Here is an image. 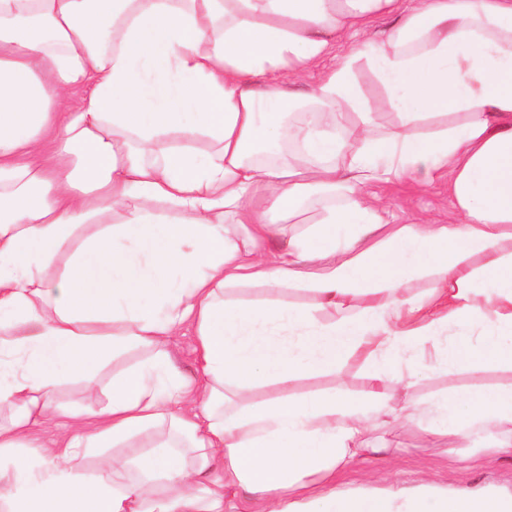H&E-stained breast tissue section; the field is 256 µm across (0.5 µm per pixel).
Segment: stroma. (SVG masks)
<instances>
[{"label":"stroma","mask_w":512,"mask_h":512,"mask_svg":"<svg viewBox=\"0 0 512 512\" xmlns=\"http://www.w3.org/2000/svg\"><path fill=\"white\" fill-rule=\"evenodd\" d=\"M379 194L389 211L390 223L399 224L408 218L443 221L448 218L450 202L448 189L443 184L436 183L422 189L413 182L404 181L380 189ZM150 356L146 349L117 352L101 371L96 391H86L78 381L66 384L55 396L54 424L37 428L35 439L46 445L52 444L60 435L62 424L70 422L75 414L82 415L85 427H93L98 412L109 403L113 374L145 362ZM483 386L512 387V368L496 364L479 369L458 365L446 373L424 372L407 391L393 382L374 384L363 357L355 356L345 363L339 376H315L295 383L291 390L298 396L335 387L354 395L375 390L390 401L398 402L407 394L417 399H428L455 387ZM375 434L382 437L387 445L384 458L363 468L355 467L338 473L337 487L352 490L413 487L419 479L431 476L439 486L452 492L483 487L512 495V456L491 458L462 443L432 440L419 421H391L379 425Z\"/></svg>","instance_id":"35a3bbf8"}]
</instances>
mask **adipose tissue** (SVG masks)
<instances>
[{"mask_svg": "<svg viewBox=\"0 0 512 512\" xmlns=\"http://www.w3.org/2000/svg\"><path fill=\"white\" fill-rule=\"evenodd\" d=\"M362 62L378 96L357 82ZM438 177L447 222L389 223L377 188ZM306 209L307 233L262 250ZM508 238L512 0H0V512H512L479 490L335 483L383 450V417L512 453L511 387L395 406L288 393L357 354L407 386L511 367ZM425 275L435 287L410 293ZM245 284L266 300L228 298ZM282 288L309 303L276 301ZM187 329L192 378L167 349ZM137 347L151 358L113 377L97 425L36 448L56 389L94 391L110 356Z\"/></svg>", "mask_w": 512, "mask_h": 512, "instance_id": "1", "label": "adipose tissue"}]
</instances>
